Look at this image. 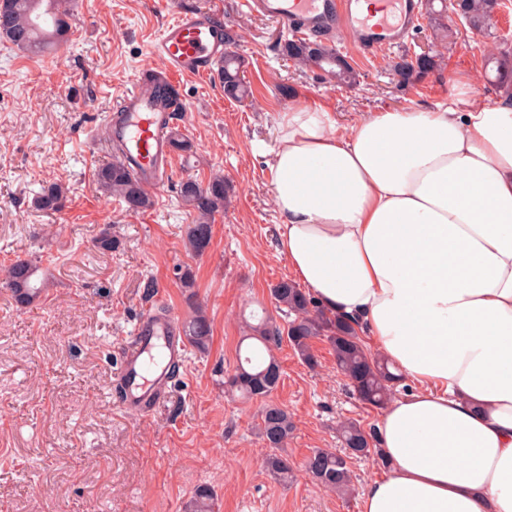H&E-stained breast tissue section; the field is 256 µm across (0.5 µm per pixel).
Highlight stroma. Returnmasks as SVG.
<instances>
[{"label":"stroma","instance_id":"1","mask_svg":"<svg viewBox=\"0 0 512 512\" xmlns=\"http://www.w3.org/2000/svg\"><path fill=\"white\" fill-rule=\"evenodd\" d=\"M184 10L211 12L231 32L253 95L229 100L215 77L175 81L184 105L177 126L192 149L174 153L167 177L149 192L152 208L133 212L97 188L96 169L115 158L102 128L116 96L160 69L150 44ZM447 23L451 49L436 46L423 23L404 45L370 58L334 33L330 43L357 72L349 86L296 69L278 48L287 25L242 10L239 0H74L70 39L56 52L32 56L0 41V271L38 256L51 273L36 305L19 306L0 291V512H184L200 485L213 488L218 512H361V491L386 471L377 456L352 459L355 491L346 497L305 472L316 449L340 448L339 420L369 430L380 414L350 394L326 339L313 340L312 367L289 342L273 350L282 380L271 400L295 423L280 450L298 474L293 484H278L263 468L260 402L224 391L250 311L274 310L271 288L292 276L278 243L271 175L253 148L273 145L278 116L295 94L347 123L411 104L437 107L456 73L494 102L500 88L488 59L512 54V8L484 34L459 18ZM426 50L437 54V67L400 86L393 63ZM217 174L224 209L197 256L185 247L192 217L179 186L205 185ZM54 181L69 187L65 207L35 210V194ZM106 224L120 246L104 254L93 239ZM179 267L191 270L193 288L176 279ZM148 279L157 284L149 297ZM194 301L211 322L208 349L187 347L153 411L124 407L118 375L136 328L160 307L184 322Z\"/></svg>","mask_w":512,"mask_h":512}]
</instances>
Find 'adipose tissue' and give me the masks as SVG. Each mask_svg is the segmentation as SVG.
<instances>
[{
  "instance_id": "ef3b65f1",
  "label": "adipose tissue",
  "mask_w": 512,
  "mask_h": 512,
  "mask_svg": "<svg viewBox=\"0 0 512 512\" xmlns=\"http://www.w3.org/2000/svg\"><path fill=\"white\" fill-rule=\"evenodd\" d=\"M265 155L295 278L414 384L361 512H512V94L345 126L298 96Z\"/></svg>"
}]
</instances>
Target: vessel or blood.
<instances>
[{"instance_id":"obj_1","label":"vessel or blood","mask_w":512,"mask_h":512,"mask_svg":"<svg viewBox=\"0 0 512 512\" xmlns=\"http://www.w3.org/2000/svg\"><path fill=\"white\" fill-rule=\"evenodd\" d=\"M360 0H242L248 12L289 23L301 37L342 30L353 49L370 56L402 45L419 25L420 0H388L387 17L375 24L359 16ZM229 45L214 19L189 10L180 12L154 39L151 51L163 64L162 79L208 77L223 60ZM170 111L144 87L121 95L117 118L106 124L108 139L120 142L119 160L148 189L156 188L171 160L166 139ZM164 341L171 361L185 354L173 320L147 321L138 328L131 348L121 362L125 388L124 406L158 402L170 374L153 370L157 341Z\"/></svg>"}]
</instances>
